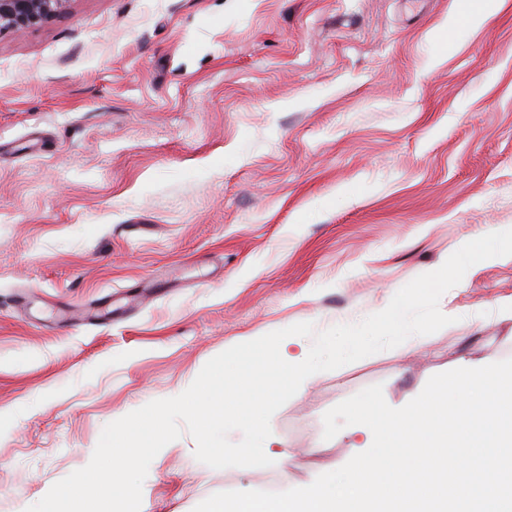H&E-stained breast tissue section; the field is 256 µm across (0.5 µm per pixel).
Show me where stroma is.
Wrapping results in <instances>:
<instances>
[{
  "mask_svg": "<svg viewBox=\"0 0 512 512\" xmlns=\"http://www.w3.org/2000/svg\"><path fill=\"white\" fill-rule=\"evenodd\" d=\"M491 226L512 229V5L69 0L0 31V512L226 349L358 323ZM510 300L512 256L473 265L439 301L453 324L315 374L271 419L298 451L281 490L363 442L323 437L345 399L398 408L511 359ZM195 448L155 456L141 512L267 487Z\"/></svg>",
  "mask_w": 512,
  "mask_h": 512,
  "instance_id": "1",
  "label": "stroma"
}]
</instances>
